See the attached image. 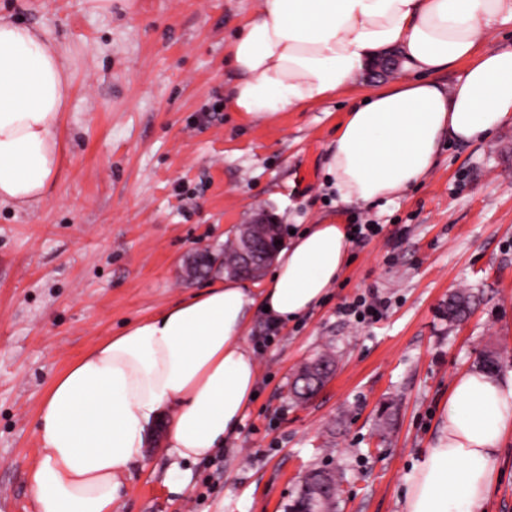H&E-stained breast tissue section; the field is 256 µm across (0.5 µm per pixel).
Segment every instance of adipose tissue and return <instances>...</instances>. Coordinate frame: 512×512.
Segmentation results:
<instances>
[{
    "mask_svg": "<svg viewBox=\"0 0 512 512\" xmlns=\"http://www.w3.org/2000/svg\"><path fill=\"white\" fill-rule=\"evenodd\" d=\"M508 25L512 0H261L228 51L237 74L228 101L244 121L274 119L352 87L375 58L397 51L402 77L346 113L326 160L343 201L371 204L411 189L443 142L480 143L512 124V46L477 52ZM457 67L462 77L443 90L436 74ZM71 93L46 33L0 19V205L30 210L56 188ZM349 247L345 225H307L279 250L259 294L221 280L71 364L37 419V512H112L158 422L180 487L182 464L223 448L254 396L250 309L279 326L297 321L329 296ZM510 435L512 372L457 377L440 433L407 479L403 512H483Z\"/></svg>",
    "mask_w": 512,
    "mask_h": 512,
    "instance_id": "1",
    "label": "adipose tissue"
}]
</instances>
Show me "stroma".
<instances>
[{"mask_svg":"<svg viewBox=\"0 0 512 512\" xmlns=\"http://www.w3.org/2000/svg\"><path fill=\"white\" fill-rule=\"evenodd\" d=\"M259 0H0V16L44 29L74 90L60 133L57 191L35 212L0 207V512H36L29 476L42 450L39 407L53 380L126 324L214 283L188 256L223 247L263 211L284 241L320 221L371 219L327 300L246 343L256 393L236 435L170 489L161 428L112 512H285L303 473L328 467L339 512H402L406 476L440 430L455 378L497 350L512 371V125L478 144L442 145L409 192L343 202L326 172L350 107L383 76L273 120L224 104L231 41ZM376 291L383 318L343 305ZM478 302L448 318L450 294ZM331 353L334 376L308 402L297 369Z\"/></svg>","mask_w":512,"mask_h":512,"instance_id":"35a3bbf8","label":"stroma"}]
</instances>
